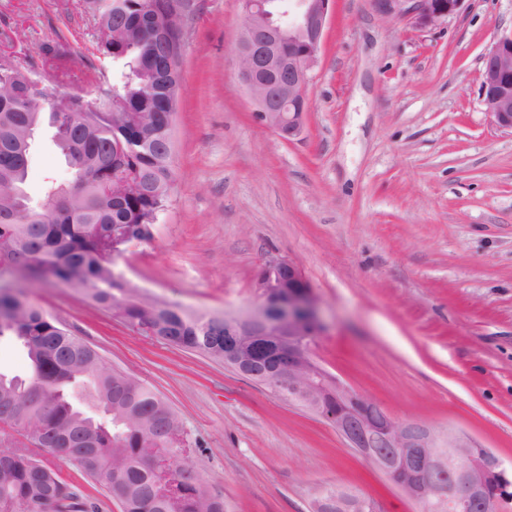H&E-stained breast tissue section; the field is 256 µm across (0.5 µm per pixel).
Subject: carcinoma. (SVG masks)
Returning <instances> with one entry per match:
<instances>
[{"label": "carcinoma", "instance_id": "cac0c4a2", "mask_svg": "<svg viewBox=\"0 0 512 512\" xmlns=\"http://www.w3.org/2000/svg\"><path fill=\"white\" fill-rule=\"evenodd\" d=\"M98 25L97 52L121 66L112 94L54 99L28 71L0 61V265L29 268L32 283L62 284L118 309L138 330L215 360L224 323L149 300L120 278L112 248L144 241L167 210L176 173L156 145L163 102L162 45L149 12L174 14L178 0H84ZM54 129L73 178L47 181L50 209L32 206L23 185L33 142ZM20 345L31 375L0 372V512H95L47 461L46 440L66 436L71 462L101 484L121 512H224L198 476L184 481L150 465L153 449L190 448L183 418L149 385L101 365L97 353L26 296L0 293V340Z\"/></svg>", "mask_w": 512, "mask_h": 512}]
</instances>
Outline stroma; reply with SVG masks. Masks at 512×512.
Instances as JSON below:
<instances>
[{"label":"stroma","instance_id":"35a3bbf8","mask_svg":"<svg viewBox=\"0 0 512 512\" xmlns=\"http://www.w3.org/2000/svg\"><path fill=\"white\" fill-rule=\"evenodd\" d=\"M181 3L176 182L119 271L169 305L220 313L252 304L267 257L289 260L320 300L326 369L392 417L465 431L512 462V132L480 95L512 0H464L427 28L372 0H335L290 140L239 86V0ZM93 26L80 0H0V52L69 93L112 86ZM55 43L64 58L46 56ZM48 175L71 178L47 127L31 151V204ZM30 296L181 413L185 462L225 512H311L339 486L416 512L329 425L223 362L141 334L65 286Z\"/></svg>","mask_w":512,"mask_h":512}]
</instances>
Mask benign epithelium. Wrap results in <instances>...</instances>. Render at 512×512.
Wrapping results in <instances>:
<instances>
[{"label":"benign epithelium","instance_id":"obj_1","mask_svg":"<svg viewBox=\"0 0 512 512\" xmlns=\"http://www.w3.org/2000/svg\"><path fill=\"white\" fill-rule=\"evenodd\" d=\"M272 0H241L244 24L235 56L238 81L265 125L292 139L303 129L307 87L317 65L334 0L294 4L279 21ZM388 18L419 27L455 14L463 0H372ZM161 60L168 112L158 132L160 148L174 154V121L181 82L183 29ZM481 96L493 123L512 131V33L501 36L482 59ZM245 311L224 312V366L253 380L332 427L346 447L366 459L420 512H508L512 468L466 434L440 433L417 421H400L328 371L315 355L324 333L319 302L293 263L269 257ZM313 512H383L371 497L338 486L317 498Z\"/></svg>","mask_w":512,"mask_h":512}]
</instances>
